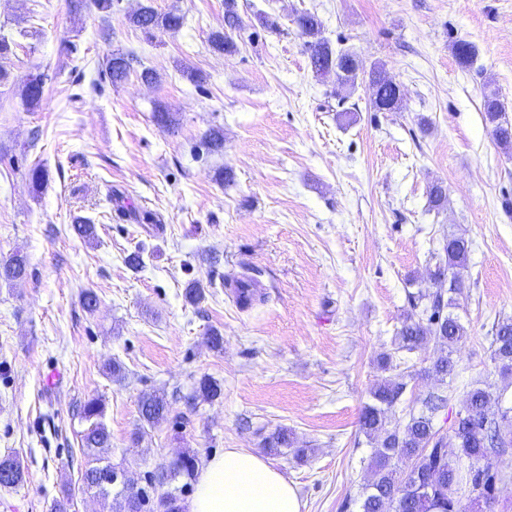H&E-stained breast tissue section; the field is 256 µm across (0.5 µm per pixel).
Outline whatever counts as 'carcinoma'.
<instances>
[{
  "label": "carcinoma",
  "mask_w": 512,
  "mask_h": 512,
  "mask_svg": "<svg viewBox=\"0 0 512 512\" xmlns=\"http://www.w3.org/2000/svg\"><path fill=\"white\" fill-rule=\"evenodd\" d=\"M129 21L147 36L156 29L177 30L183 17L175 13L160 14L147 3L129 16ZM224 21L227 30L216 31L209 37L212 51L231 54L237 50L232 33L245 30L237 11V0H224ZM296 23L306 42L312 71L321 77H336L340 87H354L361 71L354 54L335 52L328 39L322 36V23L317 15L304 11ZM453 52L463 67L474 64L475 49L467 41L453 44ZM134 54L116 53L105 62V72L112 84L125 81L133 71ZM382 64L368 72L372 88V107L380 112L383 106L400 99L398 85L384 77ZM45 87L41 74H33L20 90L22 103L29 109L39 106ZM486 121L492 126L497 141L512 145V124L503 119L504 105L498 92L483 93ZM439 265L431 273L437 283L448 282V289L438 288L431 293L413 297V311L405 317L394 337L396 352L412 353L433 341L441 346L425 369V374L441 382L453 379L457 362L454 353L467 339V329L459 317L446 312L449 301L445 292L454 293L463 286V271L468 267L470 247L462 236L443 239ZM27 262L14 254L0 261V279L13 283L25 278ZM490 361L502 376H512V319L498 322L492 330ZM406 389V383L383 378L370 390L371 402L359 417V429L371 444L368 460L369 479L359 493V512H458L461 499H468L479 512H490L496 501L497 483L509 477L500 468V449L512 445V409L502 408L503 393L489 386L474 387L464 401L465 414L448 438L436 439L434 413L447 405V396L430 394L424 401L425 410L406 417L397 414L396 405ZM221 386L208 377L201 378L191 400L213 401L220 397ZM104 401L99 397L87 399L80 409L88 427L81 435V453L87 457L82 473L83 488L104 499L112 498L111 512H180L179 496L172 492L153 498L144 490L131 496L122 488L112 492L108 479L112 464L102 462L97 453L111 448V434L102 422ZM169 412V404L160 395L146 393L140 399L142 421L155 424ZM267 448L277 452L286 448L299 458L307 449L295 447L292 432L280 428L265 441ZM196 456L183 454L168 473L156 472L150 479L162 483L178 476L191 478L196 469ZM25 482V471L15 455L0 458V489L13 490Z\"/></svg>",
  "instance_id": "obj_1"
}]
</instances>
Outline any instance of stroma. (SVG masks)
<instances>
[{"label": "stroma", "mask_w": 512, "mask_h": 512, "mask_svg": "<svg viewBox=\"0 0 512 512\" xmlns=\"http://www.w3.org/2000/svg\"><path fill=\"white\" fill-rule=\"evenodd\" d=\"M140 3L114 0L104 18L91 0H0V34L14 43L0 62V257L29 263L25 279L0 282V456L16 454L26 473L0 490V512H56L66 497L68 512H108L81 490L78 407L91 397L105 402L110 461L137 487L175 455L242 448L295 485L302 512H358L370 454L358 420L382 376L376 360L392 352L410 295L436 290L444 236L470 244L454 297L468 339L447 387L424 373L438 346L410 354L397 411L447 391L435 416L444 430L471 387L512 395L488 358L494 321L512 318V148L481 105L483 86L495 87L512 118V0H237L247 34L231 54L208 46L224 0H151L184 23L150 37L128 20ZM305 10L363 70L384 64L399 110L373 111L367 84L343 99L316 77L295 22ZM265 15L277 30L262 28ZM458 40L476 49L471 67L453 54ZM116 52L137 60L115 86L103 64ZM145 68L156 83L140 80ZM38 72L49 79L30 111L19 91ZM160 109L173 127L157 124ZM214 128L223 150L199 153ZM37 164L47 178L35 192ZM435 182L447 193L437 211ZM145 212L160 230L137 223ZM79 216L94 241L74 233ZM134 252L136 269L125 262ZM238 275L256 283L251 304L231 291ZM192 283L204 289L196 301ZM115 360L124 373L111 379L103 368ZM52 368L63 378L48 392ZM204 376L222 394L190 406ZM153 391L170 410L150 426L139 400ZM280 428L304 458L265 447Z\"/></svg>", "instance_id": "obj_1"}]
</instances>
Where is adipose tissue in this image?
I'll list each match as a JSON object with an SVG mask.
<instances>
[{
  "label": "adipose tissue",
  "instance_id": "1",
  "mask_svg": "<svg viewBox=\"0 0 512 512\" xmlns=\"http://www.w3.org/2000/svg\"><path fill=\"white\" fill-rule=\"evenodd\" d=\"M296 488L261 456L238 448L208 459L185 512H302Z\"/></svg>",
  "mask_w": 512,
  "mask_h": 512
}]
</instances>
